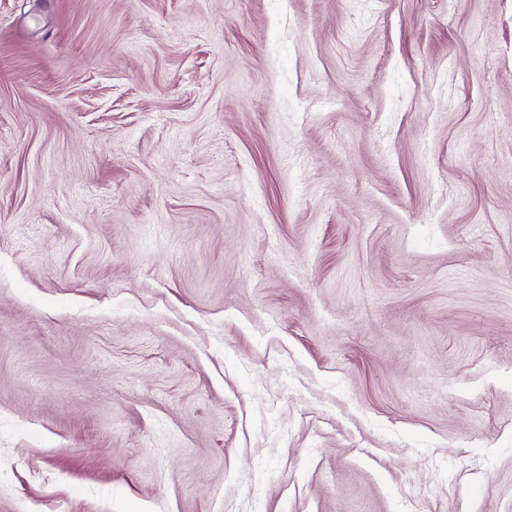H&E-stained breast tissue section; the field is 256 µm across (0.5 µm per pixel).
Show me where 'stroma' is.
Instances as JSON below:
<instances>
[{
	"mask_svg": "<svg viewBox=\"0 0 512 512\" xmlns=\"http://www.w3.org/2000/svg\"><path fill=\"white\" fill-rule=\"evenodd\" d=\"M512 512V0H0V512Z\"/></svg>",
	"mask_w": 512,
	"mask_h": 512,
	"instance_id": "obj_1",
	"label": "stroma"
}]
</instances>
